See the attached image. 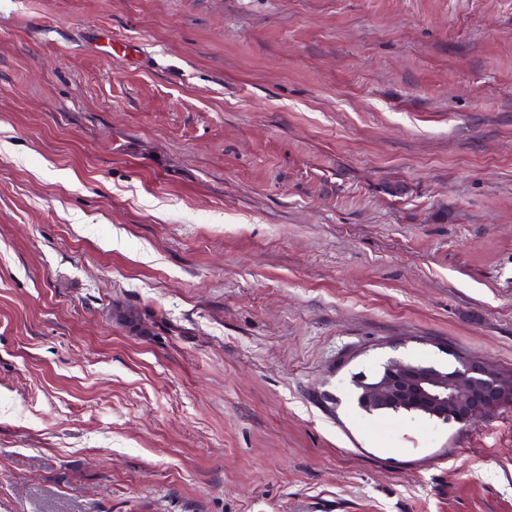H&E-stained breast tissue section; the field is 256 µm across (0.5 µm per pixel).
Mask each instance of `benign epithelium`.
Returning <instances> with one entry per match:
<instances>
[{
    "mask_svg": "<svg viewBox=\"0 0 512 512\" xmlns=\"http://www.w3.org/2000/svg\"><path fill=\"white\" fill-rule=\"evenodd\" d=\"M359 385L370 407H404L422 415L448 416L459 423L512 404V373L480 357L459 359L448 374L394 359Z\"/></svg>",
    "mask_w": 512,
    "mask_h": 512,
    "instance_id": "7a95c632",
    "label": "benign epithelium"
}]
</instances>
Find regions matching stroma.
Masks as SVG:
<instances>
[{
	"instance_id": "stroma-1",
	"label": "stroma",
	"mask_w": 512,
	"mask_h": 512,
	"mask_svg": "<svg viewBox=\"0 0 512 512\" xmlns=\"http://www.w3.org/2000/svg\"><path fill=\"white\" fill-rule=\"evenodd\" d=\"M467 354L512 0H0V512H512V405L357 404Z\"/></svg>"
}]
</instances>
